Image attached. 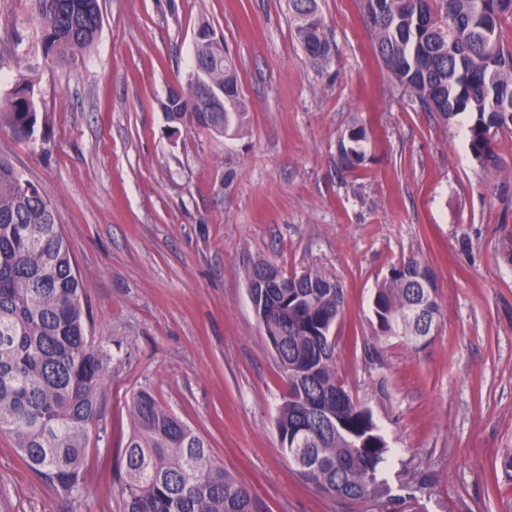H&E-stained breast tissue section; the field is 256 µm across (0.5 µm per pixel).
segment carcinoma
I'll return each instance as SVG.
<instances>
[{
    "instance_id": "cac0c4a2",
    "label": "carcinoma",
    "mask_w": 512,
    "mask_h": 512,
    "mask_svg": "<svg viewBox=\"0 0 512 512\" xmlns=\"http://www.w3.org/2000/svg\"><path fill=\"white\" fill-rule=\"evenodd\" d=\"M44 59L65 61L94 48L99 0H32ZM368 36L398 84L423 111L449 122L467 117L468 147L486 170L499 172L496 151L512 134V51L501 24L512 0H359ZM307 60L325 66L336 47L325 33L320 0H288ZM194 38L188 90L162 103L169 130L202 127L235 137L248 108L235 59L207 22ZM234 109L213 111L219 98ZM38 123L34 85L16 79L0 96V127L29 138ZM368 131L353 125L339 142L343 165L365 158ZM248 295L288 394L276 419L281 448L299 477L341 500H373L383 512H404L408 497L390 495L384 471L391 448L372 410L353 398L336 368L333 329L345 294L334 277L312 267L285 273L259 259L248 271ZM371 320L377 340L426 345L442 315L436 274L409 256L375 288ZM112 356L89 339L82 280L59 218L38 185L0 157V433L57 493L79 497L89 427L100 417V391ZM132 432L118 481L119 512H259L256 498L224 469L209 443L149 391L130 405Z\"/></svg>"
}]
</instances>
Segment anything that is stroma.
<instances>
[{"label":"stroma","instance_id":"obj_1","mask_svg":"<svg viewBox=\"0 0 512 512\" xmlns=\"http://www.w3.org/2000/svg\"><path fill=\"white\" fill-rule=\"evenodd\" d=\"M320 5L336 45L323 69L307 62L288 0H100L94 50L64 64L45 61L30 0H0V95L26 73L39 106L33 137L0 129V156L51 201L87 332L112 351L82 496L57 495L2 433L0 512H117L143 388L208 440L261 512H380L318 493L280 446L288 385L248 297L260 255L341 282L337 367L393 450V495L424 476L411 512H512V265L499 254L512 199L472 157L465 116L436 120L392 79L357 0ZM204 21L232 51L249 109L231 139L169 134L160 108L185 83ZM356 123L365 160L348 170L338 142ZM412 255L433 267L443 316L424 349L393 339L370 361L372 293Z\"/></svg>","mask_w":512,"mask_h":512}]
</instances>
